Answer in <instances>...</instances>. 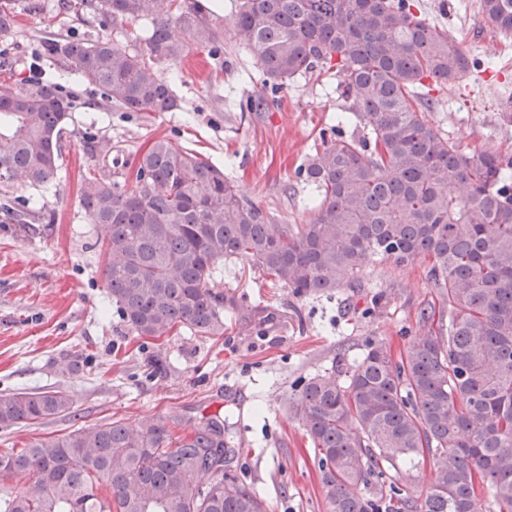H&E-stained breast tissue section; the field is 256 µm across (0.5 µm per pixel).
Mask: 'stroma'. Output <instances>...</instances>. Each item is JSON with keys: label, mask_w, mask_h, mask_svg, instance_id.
<instances>
[{"label": "stroma", "mask_w": 512, "mask_h": 512, "mask_svg": "<svg viewBox=\"0 0 512 512\" xmlns=\"http://www.w3.org/2000/svg\"><path fill=\"white\" fill-rule=\"evenodd\" d=\"M40 11L23 13L0 47L8 46L12 68L0 84L18 87L32 62L46 72L61 71L60 59L37 58L48 38L108 37L142 47L144 24L112 26L86 13L80 0L57 9L40 0ZM214 24L223 32L222 49L189 43L177 63L157 61L158 77L171 83L180 106L150 115L112 108L97 112V93L71 83L74 103L63 138L62 167L43 198L49 224H0V391L62 388L76 418H56L37 428L0 431V451L22 447L33 434L54 436L80 424L177 412L199 422H224V438L237 453L228 469L254 488L268 512H326L317 458L294 415L295 386L330 369L335 360L352 363L367 341L400 353L436 320L421 312L439 307L430 263L370 265L359 287L332 294L297 296L271 286L262 270L239 259L224 262L216 281L236 309L224 311V333L206 338L183 331L160 340L140 339L120 318L107 288L98 231L80 204L82 177L93 164L87 136L108 142L112 161L106 172L116 182L131 173L137 158L156 138L221 162L241 193L260 205L277 224H304L317 196L297 182L295 170L312 153L321 129L339 112L354 111L341 96L338 79L325 72L296 78L278 106L240 111V100L259 86V70L236 41L230 26L234 0H211ZM427 22L448 31L479 61L452 84L433 87L439 101L430 118L464 151L512 154V125L499 119L512 104V37L483 28L480 0H419ZM86 358L72 374L64 364Z\"/></svg>", "instance_id": "stroma-1"}]
</instances>
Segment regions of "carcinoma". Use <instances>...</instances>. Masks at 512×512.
Masks as SVG:
<instances>
[{
	"instance_id": "cac0c4a2",
	"label": "carcinoma",
	"mask_w": 512,
	"mask_h": 512,
	"mask_svg": "<svg viewBox=\"0 0 512 512\" xmlns=\"http://www.w3.org/2000/svg\"><path fill=\"white\" fill-rule=\"evenodd\" d=\"M112 25L148 24L141 49L115 40L47 39L40 52L126 112H172L171 85L151 62H178L190 36L216 46L221 32L186 0H81ZM417 0H235L231 25L261 72L242 106L294 77L336 70L358 108L322 129L295 172L316 186L314 217L275 224L240 194L224 168L155 139L129 187L88 172L81 206L99 226L112 304L130 332L160 339L187 329L224 334L216 278L237 258L297 296L354 286L378 260L431 262L448 335L417 337L400 358L369 341L353 364L308 379L291 404L318 456L326 512H482L489 497L512 512V155H474L429 121L428 82L453 83L478 63L448 31L418 14ZM16 0H0V34L19 24ZM485 28L512 34V0H481ZM73 102L43 75L0 88V186L44 188L61 168ZM362 130L344 136L348 124ZM0 205L8 224H26ZM63 389L0 392V430L71 417ZM146 416L33 436L0 453V512H266L265 500L224 470V422L183 427ZM433 460L426 495L413 470ZM394 471V480L387 472Z\"/></svg>"
}]
</instances>
